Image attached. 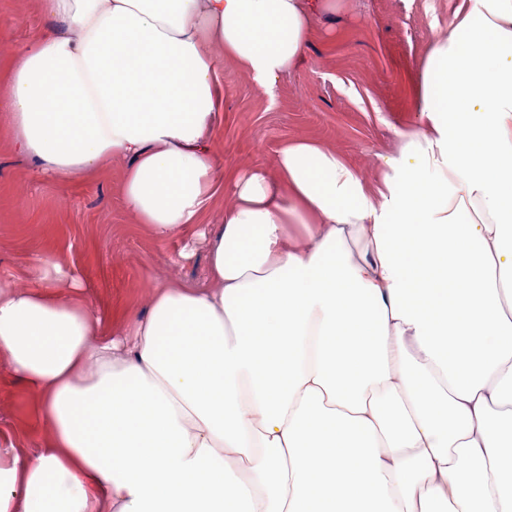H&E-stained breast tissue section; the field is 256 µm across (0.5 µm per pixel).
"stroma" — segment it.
<instances>
[{
	"label": "stroma",
	"mask_w": 512,
	"mask_h": 512,
	"mask_svg": "<svg viewBox=\"0 0 512 512\" xmlns=\"http://www.w3.org/2000/svg\"><path fill=\"white\" fill-rule=\"evenodd\" d=\"M463 0H337L321 15L306 62L263 92L228 56L217 85L220 118L212 130L224 171L271 168L286 143L305 139L333 150L368 186L379 158L398 156L399 133L418 125L415 102L433 40L447 32ZM51 23L43 0H0V67ZM127 162L70 182L40 173L0 127V283L30 284L36 255L54 257L80 278L101 330L119 331L148 310L149 286L193 288L206 279L208 254L178 260L194 232L158 240L124 202ZM0 432L35 458L46 436L31 397L0 362Z\"/></svg>",
	"instance_id": "35a3bbf8"
}]
</instances>
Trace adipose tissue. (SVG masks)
Here are the masks:
<instances>
[{"instance_id": "adipose-tissue-1", "label": "adipose tissue", "mask_w": 512, "mask_h": 512, "mask_svg": "<svg viewBox=\"0 0 512 512\" xmlns=\"http://www.w3.org/2000/svg\"><path fill=\"white\" fill-rule=\"evenodd\" d=\"M332 0H44L0 122L43 173L127 160L161 240L201 225L209 283L156 284L121 335L48 255L0 285V359L44 421L0 438V512H512V0L436 38L418 128L366 189L293 141L222 177L214 48L265 90Z\"/></svg>"}]
</instances>
